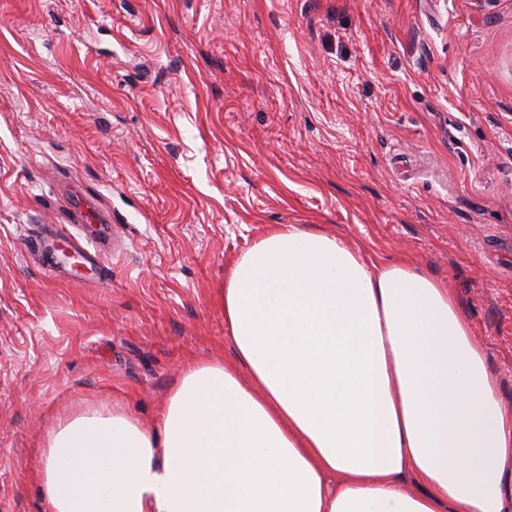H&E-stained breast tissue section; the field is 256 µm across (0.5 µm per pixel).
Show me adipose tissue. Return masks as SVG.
I'll use <instances>...</instances> for the list:
<instances>
[{
  "label": "adipose tissue",
  "mask_w": 512,
  "mask_h": 512,
  "mask_svg": "<svg viewBox=\"0 0 512 512\" xmlns=\"http://www.w3.org/2000/svg\"><path fill=\"white\" fill-rule=\"evenodd\" d=\"M223 303L234 365L188 368L159 430L49 433L50 512H512V409L444 282L279 224Z\"/></svg>",
  "instance_id": "obj_1"
}]
</instances>
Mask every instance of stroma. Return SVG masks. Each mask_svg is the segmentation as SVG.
Returning <instances> with one entry per match:
<instances>
[{"label":"stroma","mask_w":512,"mask_h":512,"mask_svg":"<svg viewBox=\"0 0 512 512\" xmlns=\"http://www.w3.org/2000/svg\"><path fill=\"white\" fill-rule=\"evenodd\" d=\"M75 194L111 228L60 277L25 242ZM274 224L445 281L512 408V0H0V512H48L60 422L233 363Z\"/></svg>","instance_id":"35a3bbf8"}]
</instances>
